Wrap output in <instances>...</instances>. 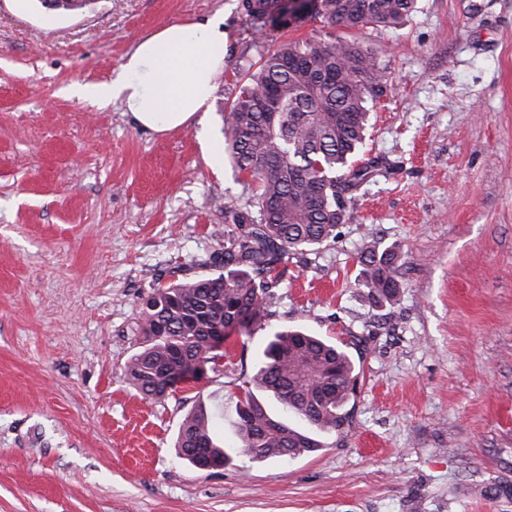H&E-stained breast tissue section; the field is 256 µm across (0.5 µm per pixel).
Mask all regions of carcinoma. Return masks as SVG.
Masks as SVG:
<instances>
[{"label": "carcinoma", "instance_id": "obj_1", "mask_svg": "<svg viewBox=\"0 0 512 512\" xmlns=\"http://www.w3.org/2000/svg\"><path fill=\"white\" fill-rule=\"evenodd\" d=\"M416 0H314L322 22L346 30L400 27ZM249 21L281 24L280 0H240ZM376 54L343 36L283 40L262 51L238 75V92L224 114V152L243 176L248 207L224 204V272L155 279L135 322L141 350L125 364L126 382L161 400L189 379L196 364L218 357L212 342L250 336L270 316L274 288L288 254L336 237L348 196L368 166L354 165L369 130L368 105L384 94ZM403 251L393 243L360 251L366 299L372 306L399 300ZM346 345L284 327L270 336L238 401L239 447L228 452L212 414L200 404L183 418L177 457L197 467H224L240 454L252 461L321 448L309 434L272 415L257 393L273 396L314 431L342 427L357 387Z\"/></svg>", "mask_w": 512, "mask_h": 512}]
</instances>
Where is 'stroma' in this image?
I'll use <instances>...</instances> for the list:
<instances>
[{
    "mask_svg": "<svg viewBox=\"0 0 512 512\" xmlns=\"http://www.w3.org/2000/svg\"><path fill=\"white\" fill-rule=\"evenodd\" d=\"M210 19L227 54L202 122L160 134L68 95L161 27ZM324 33L258 38L238 0H0V512H512V0H417L399 28L348 33L386 74L362 155L380 167L335 239L289 254L268 321L348 345L343 429L295 457H175L200 400L238 446L268 329L165 399L123 380L149 284L220 273L217 204L247 201L230 161L211 163L236 71ZM395 242L401 301L369 306L359 252Z\"/></svg>",
    "mask_w": 512,
    "mask_h": 512,
    "instance_id": "1",
    "label": "stroma"
}]
</instances>
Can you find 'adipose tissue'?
Instances as JSON below:
<instances>
[{
  "label": "adipose tissue",
  "mask_w": 512,
  "mask_h": 512,
  "mask_svg": "<svg viewBox=\"0 0 512 512\" xmlns=\"http://www.w3.org/2000/svg\"><path fill=\"white\" fill-rule=\"evenodd\" d=\"M224 54L220 21L170 24L140 40L112 82L69 92L93 104L121 101L140 126L171 131L206 110Z\"/></svg>",
  "instance_id": "adipose-tissue-1"
}]
</instances>
